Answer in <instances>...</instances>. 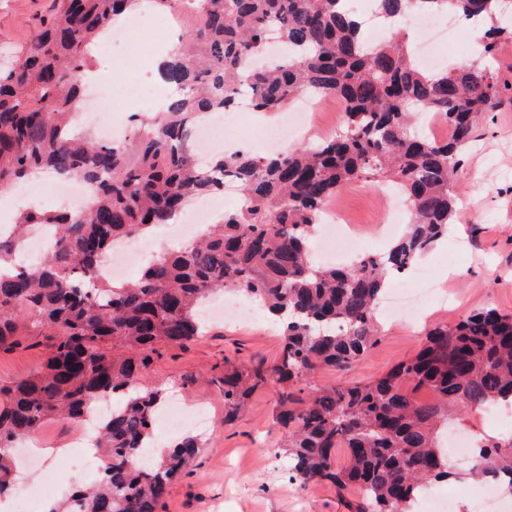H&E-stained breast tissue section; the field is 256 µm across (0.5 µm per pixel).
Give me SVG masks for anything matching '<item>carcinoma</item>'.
<instances>
[{"mask_svg": "<svg viewBox=\"0 0 512 512\" xmlns=\"http://www.w3.org/2000/svg\"><path fill=\"white\" fill-rule=\"evenodd\" d=\"M344 0H199L196 29L182 35L160 67L171 88L162 111L134 114L119 142L77 135L70 118L92 67V51L112 21L138 0H59L35 41L0 67V193L49 171L97 186L91 214L34 204L0 238V350L36 330L47 339L42 365L0 381V497L11 492L15 445L49 418L83 423L99 403L97 447L107 460L98 482L75 490L57 512H158L171 483L198 455L185 436L160 461L152 416L166 400L145 372L170 348L201 335V304L236 291L280 327L279 358L224 365V422L250 394L278 392L275 422L286 431L290 480L327 481L359 498L350 512H414L429 485L459 476L439 442L437 423L461 412L512 402V315L470 314L429 330L419 352L368 382L351 372L377 342L374 310L388 279L408 269L448 235L455 199L450 175L473 140L476 118L491 111L498 87L491 71L498 41L512 36L501 0H379L399 23L416 12L484 19V66L462 63L425 71L394 33L373 46ZM275 27L294 50L264 58ZM274 114L299 93L343 104L342 131L310 146L266 156L238 149L207 165L189 148L193 126L237 103ZM437 113L450 136L435 139L412 117ZM390 181L406 200V232L383 253L348 267L317 264L310 241L324 206L358 181ZM231 181L240 208L224 212L200 239L151 259L121 287L99 274L112 246L172 223L201 195ZM51 224L55 239L33 265L18 261L24 236ZM321 367L337 372L329 387L310 384ZM431 397L421 400L417 391ZM346 450L345 462L336 449ZM464 476L508 479L512 437L477 448Z\"/></svg>", "mask_w": 512, "mask_h": 512, "instance_id": "obj_1", "label": "carcinoma"}]
</instances>
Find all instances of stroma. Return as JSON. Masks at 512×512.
I'll return each mask as SVG.
<instances>
[{"mask_svg": "<svg viewBox=\"0 0 512 512\" xmlns=\"http://www.w3.org/2000/svg\"><path fill=\"white\" fill-rule=\"evenodd\" d=\"M56 0H0V49L26 47L51 17ZM497 106L481 117L473 141L451 186L457 196L456 218L448 235L407 271L415 280L427 269L441 290L454 298L445 310L431 309L418 321L379 317V340L349 379L369 380L415 355L425 329L453 323L480 310L512 313V38L497 49ZM390 193L381 183L357 182L334 199L359 238L377 237L384 203ZM44 337H22L18 346L0 351V380L24 377L43 362ZM282 338L265 321L209 323L203 336L173 348L155 360L147 383L162 384L188 410L210 413L198 431L202 447L174 482L159 512H349L347 497L327 483L298 486L288 478V455L279 443L285 437L275 424L278 395L263 387L248 398L233 423L224 421L225 362L247 365L274 361ZM98 456L87 469L69 461L44 459L41 469L22 470V484H40L46 475L54 498L68 497L78 486H93L99 476Z\"/></svg>", "mask_w": 512, "mask_h": 512, "instance_id": "obj_1", "label": "stroma"}]
</instances>
